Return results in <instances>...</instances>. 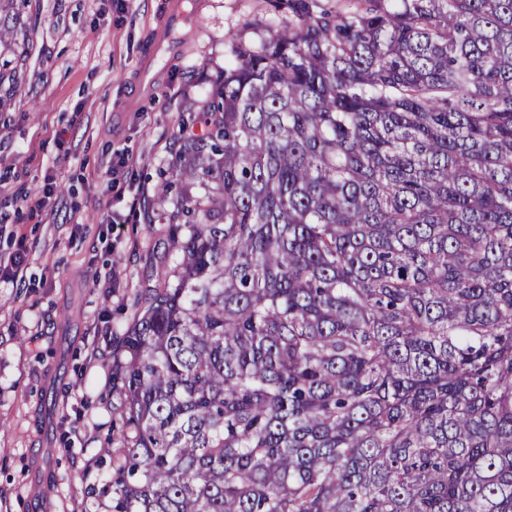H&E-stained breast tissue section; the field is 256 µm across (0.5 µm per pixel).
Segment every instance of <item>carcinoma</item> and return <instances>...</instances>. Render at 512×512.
I'll return each mask as SVG.
<instances>
[{"instance_id":"1","label":"carcinoma","mask_w":512,"mask_h":512,"mask_svg":"<svg viewBox=\"0 0 512 512\" xmlns=\"http://www.w3.org/2000/svg\"><path fill=\"white\" fill-rule=\"evenodd\" d=\"M25 0H0V111ZM157 185L108 512H512V0H273Z\"/></svg>"}]
</instances>
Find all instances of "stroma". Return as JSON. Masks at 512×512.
Instances as JSON below:
<instances>
[{"mask_svg": "<svg viewBox=\"0 0 512 512\" xmlns=\"http://www.w3.org/2000/svg\"><path fill=\"white\" fill-rule=\"evenodd\" d=\"M279 21L270 0H30L24 79L0 112V258L27 254L23 281L0 280V512H106L92 488L112 473V333L176 260L162 206L150 223L144 206L227 39Z\"/></svg>", "mask_w": 512, "mask_h": 512, "instance_id": "stroma-1", "label": "stroma"}]
</instances>
